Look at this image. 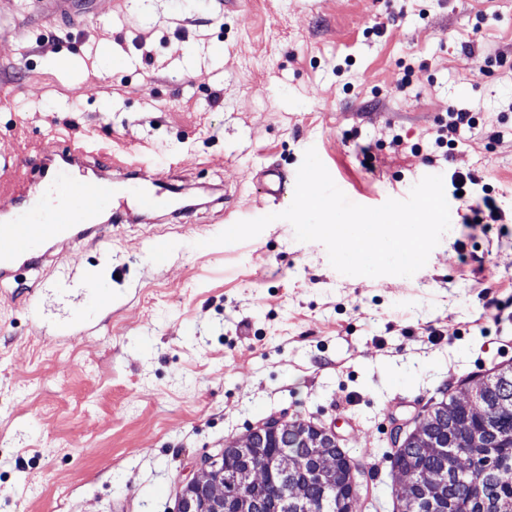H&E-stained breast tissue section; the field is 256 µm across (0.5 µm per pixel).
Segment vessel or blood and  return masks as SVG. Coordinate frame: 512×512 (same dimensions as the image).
<instances>
[{"mask_svg": "<svg viewBox=\"0 0 512 512\" xmlns=\"http://www.w3.org/2000/svg\"><path fill=\"white\" fill-rule=\"evenodd\" d=\"M85 151L68 148L60 162L37 164L39 175L47 181L48 191L41 192L23 162H16L11 176L0 180V196L16 200L15 213L0 219V282L16 278L17 269L47 260L58 248L73 247L98 239L102 227L96 222L99 208L111 201V180L89 184H71L62 178L61 165L82 163ZM132 187L138 190V205L143 210H158L169 206L161 174L151 175L131 170L126 174ZM263 195L279 201L286 192V180L279 170L262 173Z\"/></svg>", "mask_w": 512, "mask_h": 512, "instance_id": "obj_1", "label": "vessel or blood"}]
</instances>
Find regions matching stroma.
<instances>
[{
    "mask_svg": "<svg viewBox=\"0 0 512 512\" xmlns=\"http://www.w3.org/2000/svg\"><path fill=\"white\" fill-rule=\"evenodd\" d=\"M452 106L478 129L432 160ZM72 145L90 156L65 179L134 167L206 195L144 220L119 193L99 241L0 283V512H174L192 463L271 415L334 428L369 475L362 512H393V419L416 429L512 365V317L488 309L512 303V0H77L64 20L0 0V161ZM311 147L366 207L446 178L423 268L348 276L296 239L293 192L265 203L259 174ZM487 195L503 222L472 223Z\"/></svg>",
    "mask_w": 512,
    "mask_h": 512,
    "instance_id": "35a3bbf8",
    "label": "stroma"
}]
</instances>
